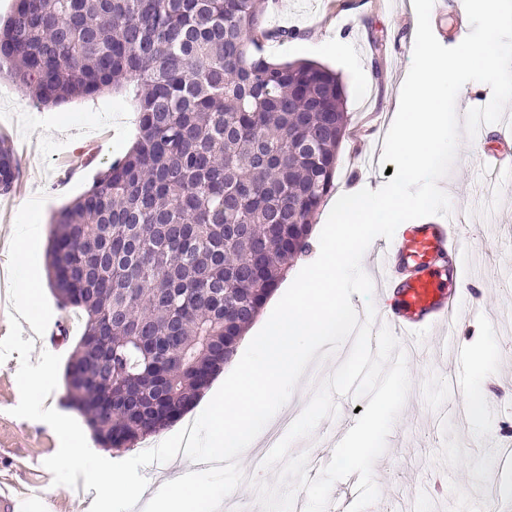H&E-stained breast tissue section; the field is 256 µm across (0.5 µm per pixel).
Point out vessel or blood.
I'll return each instance as SVG.
<instances>
[{"instance_id":"b4317fda","label":"vessel or blood","mask_w":512,"mask_h":512,"mask_svg":"<svg viewBox=\"0 0 512 512\" xmlns=\"http://www.w3.org/2000/svg\"><path fill=\"white\" fill-rule=\"evenodd\" d=\"M507 149L494 150L480 189L499 190L500 162ZM461 226L455 217L400 225L392 240L377 245L369 257L371 279L380 296L379 321L397 336L406 355L420 356L415 339L456 326L463 291L459 266Z\"/></svg>"}]
</instances>
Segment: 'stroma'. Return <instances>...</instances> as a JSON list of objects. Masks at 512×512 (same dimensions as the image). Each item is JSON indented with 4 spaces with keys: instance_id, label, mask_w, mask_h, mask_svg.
<instances>
[{
    "instance_id": "35a3bbf8",
    "label": "stroma",
    "mask_w": 512,
    "mask_h": 512,
    "mask_svg": "<svg viewBox=\"0 0 512 512\" xmlns=\"http://www.w3.org/2000/svg\"><path fill=\"white\" fill-rule=\"evenodd\" d=\"M340 0H269V25L294 31L286 43L270 42V61L309 60L335 71L345 88L350 117L340 146L330 200L353 188H381L390 179L381 164L384 138L394 120L399 87L411 66L417 16L408 0H360L356 8L341 9ZM440 15L432 16L437 40L458 45L470 24L461 0H442ZM332 38L346 48L329 47ZM382 40L384 77L372 70L375 40ZM136 113L127 96L104 93L78 98L55 107H36L8 80L0 79V132L8 134L19 154L18 186L0 195V303L9 307L0 324V479L13 489L37 483L38 496L28 512H82L93 497L91 477L80 461L58 467L56 458L69 430L86 432L83 418L67 408L62 380L65 365L82 327L68 338L44 343L13 314L14 285L27 279L44 290L40 319L63 310L46 288V253L52 215L86 192L99 173L134 141ZM494 125L474 140H461L457 158L442 182L451 206L473 212L475 222L464 239L465 278L485 276L491 286L473 305L459 328L424 345L409 364L411 388L387 439L385 453L375 462L374 479L380 498L367 512H381L413 496V512H476L486 505L485 490L495 486L496 502L512 503V466L484 455L472 437L480 423L494 436L512 432V168L502 170L501 188L482 196L481 158L497 148ZM26 239L30 260L18 266L13 258L17 239ZM494 342L496 363L482 420L456 413L466 393L450 390L449 358L453 350L472 357L484 337ZM51 363L55 380L43 394L55 417L36 414L18 386L21 364L37 368Z\"/></svg>"
}]
</instances>
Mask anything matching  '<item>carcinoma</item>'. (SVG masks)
Instances as JSON below:
<instances>
[{
	"label": "carcinoma",
	"instance_id": "carcinoma-1",
	"mask_svg": "<svg viewBox=\"0 0 512 512\" xmlns=\"http://www.w3.org/2000/svg\"><path fill=\"white\" fill-rule=\"evenodd\" d=\"M267 0H16L0 77L42 106L131 90L138 137L51 218L48 283L83 319L68 406L104 448L193 407L301 254L349 126L336 73L273 63ZM19 158L0 135V195Z\"/></svg>",
	"mask_w": 512,
	"mask_h": 512
}]
</instances>
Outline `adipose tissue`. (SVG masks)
<instances>
[{"instance_id":"adipose-tissue-1","label":"adipose tissue","mask_w":512,"mask_h":512,"mask_svg":"<svg viewBox=\"0 0 512 512\" xmlns=\"http://www.w3.org/2000/svg\"><path fill=\"white\" fill-rule=\"evenodd\" d=\"M65 440L67 446L61 453L60 465L80 458L85 472L97 482L102 495L126 501L147 498V512H221L223 498L204 480L193 456L182 457L179 471L171 473L148 493L143 487L130 486L122 470L108 469L101 457L84 452L79 433H69Z\"/></svg>"}]
</instances>
